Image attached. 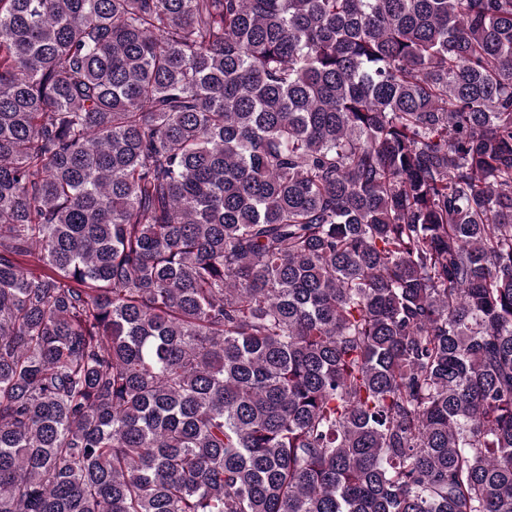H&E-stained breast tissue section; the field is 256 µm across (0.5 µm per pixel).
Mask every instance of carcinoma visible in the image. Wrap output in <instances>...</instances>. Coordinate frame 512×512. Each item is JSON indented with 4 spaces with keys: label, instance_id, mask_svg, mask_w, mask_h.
Listing matches in <instances>:
<instances>
[{
    "label": "carcinoma",
    "instance_id": "obj_1",
    "mask_svg": "<svg viewBox=\"0 0 512 512\" xmlns=\"http://www.w3.org/2000/svg\"><path fill=\"white\" fill-rule=\"evenodd\" d=\"M0 512H512V0H0Z\"/></svg>",
    "mask_w": 512,
    "mask_h": 512
}]
</instances>
